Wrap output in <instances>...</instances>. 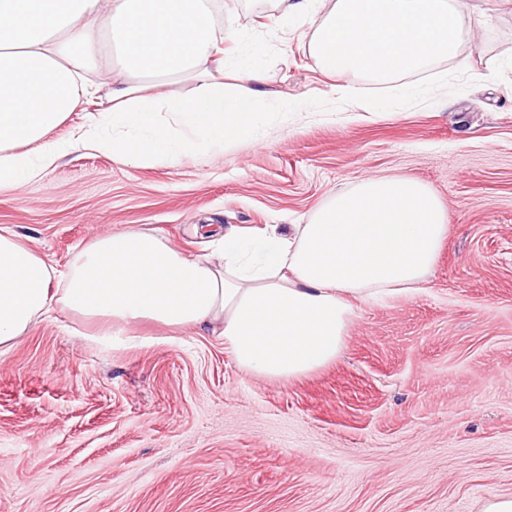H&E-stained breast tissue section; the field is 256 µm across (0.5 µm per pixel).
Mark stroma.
I'll list each match as a JSON object with an SVG mask.
<instances>
[{
	"label": "stroma",
	"instance_id": "1",
	"mask_svg": "<svg viewBox=\"0 0 512 512\" xmlns=\"http://www.w3.org/2000/svg\"><path fill=\"white\" fill-rule=\"evenodd\" d=\"M457 58L379 83L313 66L308 22L241 6L231 56L279 109L252 147L196 143L150 167L78 149L0 194V226L66 269L108 232L261 237L339 189L409 176L446 237L411 295L356 300L336 360L244 373L223 339L150 322L105 347L62 310L0 353V512H481L512 497V0ZM356 83L355 99L334 88Z\"/></svg>",
	"mask_w": 512,
	"mask_h": 512
}]
</instances>
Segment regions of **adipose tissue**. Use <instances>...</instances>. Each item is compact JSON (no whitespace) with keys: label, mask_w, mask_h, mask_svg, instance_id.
Segmentation results:
<instances>
[{"label":"adipose tissue","mask_w":512,"mask_h":512,"mask_svg":"<svg viewBox=\"0 0 512 512\" xmlns=\"http://www.w3.org/2000/svg\"><path fill=\"white\" fill-rule=\"evenodd\" d=\"M261 13L309 19L317 68L391 82L450 60L475 39L464 0H250ZM239 0H0V192L38 179L91 145L124 161L177 162L203 136L247 145L270 104L249 68L227 66L239 40L222 18ZM112 75L111 107L86 111ZM189 83L190 94L170 93ZM82 112L65 144L47 136ZM446 233L437 196L408 177L337 191L308 223L270 225L253 245L234 231L187 256L155 231L102 235L66 271L0 228V350L65 309L116 333L141 321L222 338L244 372L297 379L335 360L351 300L411 293Z\"/></svg>","instance_id":"ef3b65f1"}]
</instances>
